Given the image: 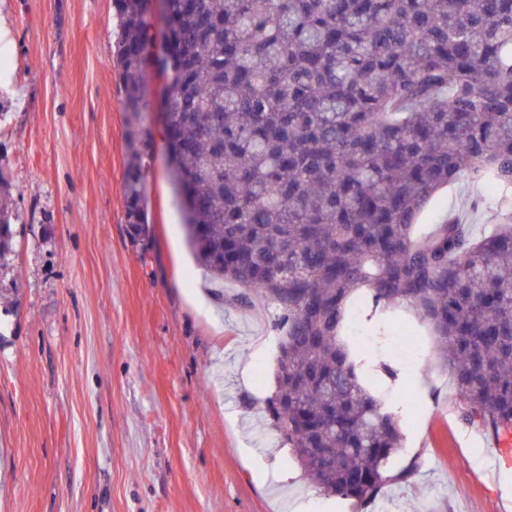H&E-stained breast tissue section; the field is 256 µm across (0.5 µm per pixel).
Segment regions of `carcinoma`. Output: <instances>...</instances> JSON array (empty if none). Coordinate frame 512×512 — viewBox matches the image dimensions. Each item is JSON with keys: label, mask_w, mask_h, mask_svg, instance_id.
<instances>
[{"label": "carcinoma", "mask_w": 512, "mask_h": 512, "mask_svg": "<svg viewBox=\"0 0 512 512\" xmlns=\"http://www.w3.org/2000/svg\"><path fill=\"white\" fill-rule=\"evenodd\" d=\"M163 137L187 244L214 280L262 301L278 337L268 419L304 476L362 507L403 447L381 387L405 321L433 336L468 425L512 430V0H167ZM126 90L128 232L151 238L142 122L149 0H114ZM499 207L478 235L417 218L442 188ZM0 174V261L17 216ZM362 320L381 347L352 341Z\"/></svg>", "instance_id": "1"}]
</instances>
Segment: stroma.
<instances>
[{"mask_svg":"<svg viewBox=\"0 0 512 512\" xmlns=\"http://www.w3.org/2000/svg\"><path fill=\"white\" fill-rule=\"evenodd\" d=\"M0 158L13 177L17 250L0 266V512H287L319 497L266 419L278 330L262 302L220 305L188 252L156 133L149 250L126 231L127 121L112 0H0ZM481 185L439 190L484 230ZM397 459L421 466L383 490L391 512H498L512 488L472 463L490 434L463 422L432 352L406 362ZM288 471L275 481L272 472Z\"/></svg>","mask_w":512,"mask_h":512,"instance_id":"stroma-1","label":"stroma"}]
</instances>
